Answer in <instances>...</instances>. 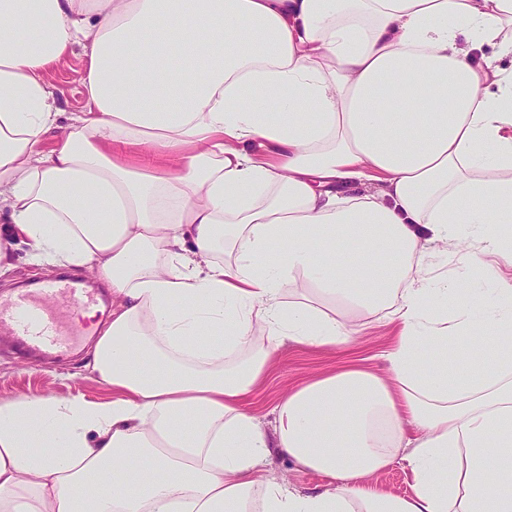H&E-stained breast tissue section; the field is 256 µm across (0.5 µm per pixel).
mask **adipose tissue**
<instances>
[{
	"instance_id": "adipose-tissue-1",
	"label": "adipose tissue",
	"mask_w": 512,
	"mask_h": 512,
	"mask_svg": "<svg viewBox=\"0 0 512 512\" xmlns=\"http://www.w3.org/2000/svg\"><path fill=\"white\" fill-rule=\"evenodd\" d=\"M486 45L512 55V0H0V263L22 238L116 304L110 400L0 403V512H512V70ZM78 48L64 122L45 76ZM457 258L493 298L449 310ZM381 316L390 376H317L264 428L285 342ZM276 453L335 486L265 477ZM400 462L411 495L369 489Z\"/></svg>"
}]
</instances>
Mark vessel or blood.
Segmentation results:
<instances>
[{
    "label": "vessel or blood",
    "mask_w": 512,
    "mask_h": 512,
    "mask_svg": "<svg viewBox=\"0 0 512 512\" xmlns=\"http://www.w3.org/2000/svg\"><path fill=\"white\" fill-rule=\"evenodd\" d=\"M61 295L79 308L96 301L93 289L78 287L68 279H53L43 282L37 292H20L0 303V333L13 337L24 358L36 360L71 347L73 332L63 329L49 307L50 300Z\"/></svg>",
    "instance_id": "vessel-or-blood-1"
}]
</instances>
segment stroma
I'll list each match as a JSON object with an SVG mask.
<instances>
[{"label":"stroma","instance_id":"obj_1","mask_svg":"<svg viewBox=\"0 0 512 512\" xmlns=\"http://www.w3.org/2000/svg\"><path fill=\"white\" fill-rule=\"evenodd\" d=\"M83 74L84 62L78 53L66 58L51 73V82L63 91L58 103L62 112L82 110L86 99ZM9 262L10 270L0 275V298L13 295L21 285L50 280L59 274L57 268L32 264L29 248L22 243L15 245ZM99 335V329H90L89 333L78 336L68 353L39 363L18 356L8 338L0 335V402L30 393L54 398L80 394L90 401L109 399L110 391L92 378L86 366L89 350ZM393 344L394 326L384 320L369 325L347 349L317 350L285 342L274 359L266 383L255 392L250 409L265 427H273L272 408L277 400L300 383L346 361L355 360L378 374H388L385 355ZM268 471L276 479L306 492L321 491L333 483L331 477L297 468L280 455L274 457Z\"/></svg>","mask_w":512,"mask_h":512}]
</instances>
